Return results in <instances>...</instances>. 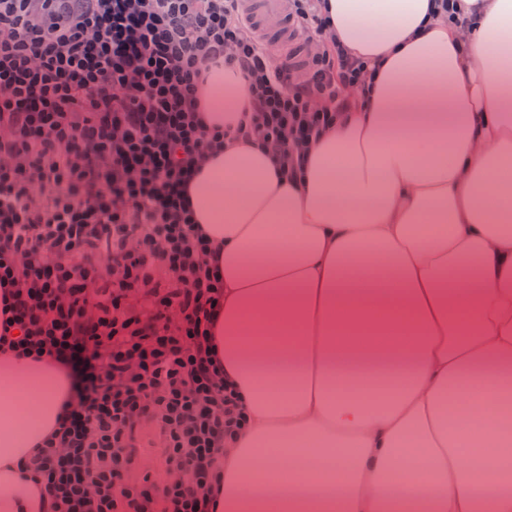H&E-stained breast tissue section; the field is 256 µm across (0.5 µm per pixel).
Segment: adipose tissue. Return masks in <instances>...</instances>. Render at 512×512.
<instances>
[{
  "instance_id": "ef3b65f1",
  "label": "adipose tissue",
  "mask_w": 512,
  "mask_h": 512,
  "mask_svg": "<svg viewBox=\"0 0 512 512\" xmlns=\"http://www.w3.org/2000/svg\"><path fill=\"white\" fill-rule=\"evenodd\" d=\"M374 88L283 176L232 139L191 186L245 422L215 512H512V0H321ZM213 126L248 108L210 74ZM64 374L0 351V512Z\"/></svg>"
}]
</instances>
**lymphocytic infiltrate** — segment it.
<instances>
[{
  "label": "lymphocytic infiltrate",
  "mask_w": 512,
  "mask_h": 512,
  "mask_svg": "<svg viewBox=\"0 0 512 512\" xmlns=\"http://www.w3.org/2000/svg\"><path fill=\"white\" fill-rule=\"evenodd\" d=\"M315 42L273 62L239 0H0V347L64 367L25 462L50 512H210L240 403L213 336L216 249L185 202L224 137L301 171L366 71L292 0ZM249 109L209 125L210 66Z\"/></svg>",
  "instance_id": "1"
}]
</instances>
